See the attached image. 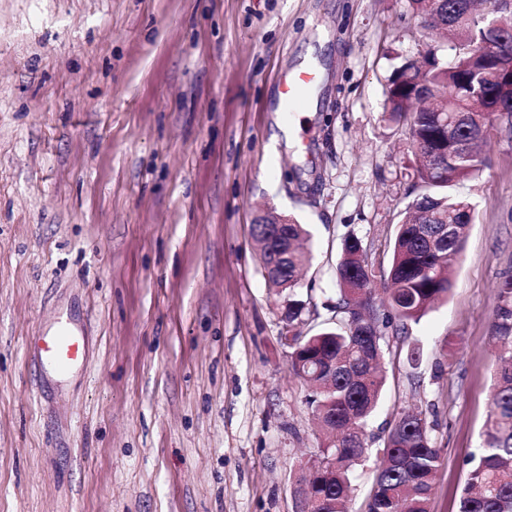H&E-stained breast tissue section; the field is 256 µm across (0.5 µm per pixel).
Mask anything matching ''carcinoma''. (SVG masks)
<instances>
[{
    "instance_id": "obj_1",
    "label": "carcinoma",
    "mask_w": 512,
    "mask_h": 512,
    "mask_svg": "<svg viewBox=\"0 0 512 512\" xmlns=\"http://www.w3.org/2000/svg\"><path fill=\"white\" fill-rule=\"evenodd\" d=\"M423 29L451 39L455 57H432L419 73L403 60L387 91L389 120L407 124L414 149L416 195L397 225L387 264L374 266L361 241L344 240L336 264L339 297L334 318L303 336L304 304L297 299L298 275L308 262L305 225L293 220L281 234L253 225L260 259L271 288L285 303L293 373L311 387L307 404L325 441L311 464L305 512H348L354 492L352 469L366 452L364 427L386 383L379 326L405 330L435 302L447 298L454 261L462 251L475 205L452 192L477 176L486 160L479 144L512 132V90L489 78L478 52L485 41L512 57V26L488 29L474 0H409ZM382 280L389 297L378 300L372 284ZM494 331L501 341L494 390L478 458L467 474L459 512H512V279L501 290ZM368 512H429L440 449L429 436L425 416L398 418L380 450Z\"/></svg>"
}]
</instances>
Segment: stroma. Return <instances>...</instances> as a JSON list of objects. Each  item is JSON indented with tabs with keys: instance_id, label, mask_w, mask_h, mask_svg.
<instances>
[{
	"instance_id": "stroma-1",
	"label": "stroma",
	"mask_w": 512,
	"mask_h": 512,
	"mask_svg": "<svg viewBox=\"0 0 512 512\" xmlns=\"http://www.w3.org/2000/svg\"><path fill=\"white\" fill-rule=\"evenodd\" d=\"M431 49L454 55L408 0H0V512H292L324 437L253 224L268 207L308 226L313 333L346 237L385 260L410 201L386 91ZM310 58L297 137L270 156L277 77ZM483 155L457 187L477 217L447 300L380 330L386 392L350 512L410 408L440 450L430 512H458L512 277V134ZM62 321L87 358L57 379L33 342Z\"/></svg>"
}]
</instances>
